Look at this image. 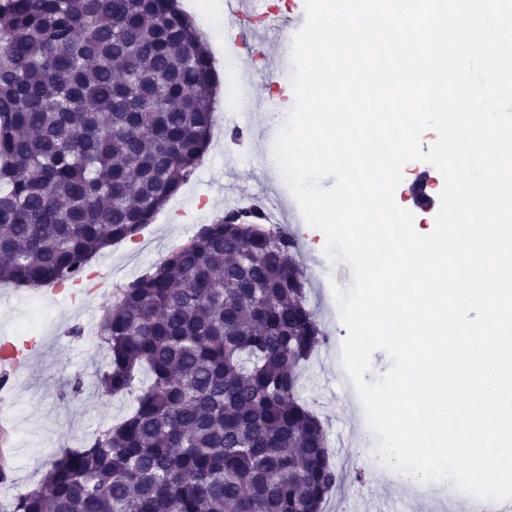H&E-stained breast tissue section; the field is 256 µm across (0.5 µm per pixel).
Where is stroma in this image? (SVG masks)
Returning a JSON list of instances; mask_svg holds the SVG:
<instances>
[{
    "mask_svg": "<svg viewBox=\"0 0 512 512\" xmlns=\"http://www.w3.org/2000/svg\"><path fill=\"white\" fill-rule=\"evenodd\" d=\"M194 24L211 44L235 38L257 44L264 63L257 65L238 55L234 68L238 75L253 78L254 94L260 101L279 100L276 117L286 121L293 107V91L271 76L268 67L281 52L279 38L262 36L242 17H222L216 26L198 18ZM213 134L218 142L209 146L198 165L190 195L180 202L169 201L139 233L137 241L143 242V250L135 251V241L125 240L90 259L89 271L106 281V291L79 305L51 287L0 284V341L31 338L44 345L29 377L13 391L8 437L16 453L0 465L8 475L7 482H0V502L39 483L57 449L83 447L131 409L132 396L106 397L95 384L97 370L106 364L97 328L119 289L186 242L203 218L222 215L227 197H250L263 190L274 205L290 203L288 188L275 177V138L261 117L235 121L224 110H216ZM288 227L299 242L309 303L327 335L303 369L300 396L320 419L338 465L350 475L345 487L329 498L325 512H367L375 504L380 512H414L411 494L383 482L377 457L363 450V443L370 440L364 406L358 392H346L339 381L336 344L343 341L347 330L331 316L329 308L336 291L350 289L352 270L346 266L335 272L321 264L324 235L320 230L303 221L289 222ZM77 327L82 330L78 336L73 333ZM78 378L84 387L76 395L72 384Z\"/></svg>",
    "mask_w": 512,
    "mask_h": 512,
    "instance_id": "1",
    "label": "stroma"
}]
</instances>
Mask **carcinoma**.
Returning a JSON list of instances; mask_svg holds the SVG:
<instances>
[{
    "mask_svg": "<svg viewBox=\"0 0 512 512\" xmlns=\"http://www.w3.org/2000/svg\"><path fill=\"white\" fill-rule=\"evenodd\" d=\"M218 75L178 0H0V283L75 282L190 180ZM130 412L0 512H324L347 479L299 394L325 339L288 228L226 212L98 328Z\"/></svg>",
    "mask_w": 512,
    "mask_h": 512,
    "instance_id": "obj_1",
    "label": "carcinoma"
}]
</instances>
